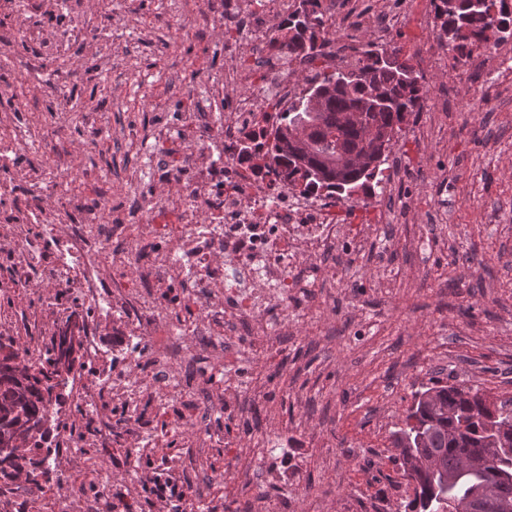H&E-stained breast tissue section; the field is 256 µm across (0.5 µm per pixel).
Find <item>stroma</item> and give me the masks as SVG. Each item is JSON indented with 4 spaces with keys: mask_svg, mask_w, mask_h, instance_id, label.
<instances>
[{
    "mask_svg": "<svg viewBox=\"0 0 512 512\" xmlns=\"http://www.w3.org/2000/svg\"><path fill=\"white\" fill-rule=\"evenodd\" d=\"M124 12L108 0H0V134L29 129L43 140L80 202L108 194L124 204L165 201L160 219L177 220L180 187L140 181V156L129 131L157 139L198 109L186 90L195 73L208 80L209 109L220 112L243 84L225 86L223 45L235 65L251 64V44L227 32L217 0H127ZM344 17L340 40L371 38L380 0H334ZM437 32H395L400 60L420 67L422 83L438 94L448 81V60L421 68V56L437 52ZM419 140L397 134L396 146L415 166L395 185L396 235L383 256L351 257L344 277L319 271L311 318L299 322L288 345L265 370L258 394L265 428L249 429L216 413L213 430H230L235 455L249 451L265 431L285 438L276 449L280 482L297 483L307 495L296 512H399L411 495L393 463L391 433L421 387L459 379L497 397H512V223L498 216L512 210V97L488 78L473 82L448 111L419 117ZM16 185L0 206L2 224H40L65 215L56 193L40 189L25 164L0 171V184ZM435 229L437 244L416 247L422 226ZM30 270L36 290L17 287V261L0 245V343L50 345L69 309L51 278V250ZM123 317L92 309L89 333L104 355L125 339ZM74 388L57 418L74 431L86 424H112L113 402L101 395L96 410L77 411ZM181 416L179 447L159 446L157 455L132 467L125 455L128 426L108 446H84L100 476L65 482L25 483L0 499V512H45L47 502L76 505L77 512H158L156 482L177 486L178 504L201 503L224 512L225 492H238L240 472L220 448L192 444L189 408ZM155 402L142 412L144 432L159 441L161 415Z\"/></svg>",
    "mask_w": 512,
    "mask_h": 512,
    "instance_id": "stroma-1",
    "label": "stroma"
}]
</instances>
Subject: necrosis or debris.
<instances>
[{
    "label": "necrosis or debris",
    "instance_id": "obj_1",
    "mask_svg": "<svg viewBox=\"0 0 512 512\" xmlns=\"http://www.w3.org/2000/svg\"><path fill=\"white\" fill-rule=\"evenodd\" d=\"M381 10V29L390 32L402 25L427 28L432 12L427 0H387ZM262 14L241 12L235 0H224V26L249 37L254 45L252 65L262 76L248 95L230 101L221 115L190 112L183 121L207 128L217 135L219 149L209 169L185 180L176 223L161 224L160 207L139 204L124 208L113 217L108 233H101V215L108 199L77 204L80 222L68 236L58 238V226L47 221L41 226L46 237H57L53 278L59 287L82 290L94 305L110 308L109 287L98 279L101 264L110 263L114 272L111 287H125L129 268L138 266L142 277L134 293L119 311L130 320L122 350L113 352L116 370L98 377L84 391L86 406H94L100 392L112 396L113 404L131 418L133 449H140V408L145 396L157 394L159 406L190 400L174 365L190 361L189 339H201L210 349L224 355V386L242 387L258 381L256 363L277 354L281 338L288 333L290 307L307 298L315 287L312 268L335 267L336 247H359L365 227L345 224L339 213L349 204L319 194L295 192L280 172L263 169L249 179L240 176L242 166L234 147L249 132H260V107L274 101L280 107L297 95L292 80L297 64L282 53L268 49L269 28L287 17L294 0H267ZM448 58V83L441 99L462 98L466 88L481 72L512 71V43L494 39L483 42L477 57L455 47H444ZM212 220L198 221L201 211ZM180 289L201 310L200 318L171 317L162 302L168 289ZM223 289L224 306L214 308L211 295ZM165 335L171 351L165 356L145 358L144 347ZM264 450L251 458L246 489L253 512H294L302 497L301 487L289 486L287 494L274 495L260 489V479L272 473L269 449L279 447L277 434H268Z\"/></svg>",
    "mask_w": 512,
    "mask_h": 512
}]
</instances>
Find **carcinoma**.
<instances>
[{"mask_svg": "<svg viewBox=\"0 0 512 512\" xmlns=\"http://www.w3.org/2000/svg\"><path fill=\"white\" fill-rule=\"evenodd\" d=\"M435 26L439 41L473 53L480 49L481 37L504 38L512 36L509 25L496 22L497 0H435ZM328 30L319 10V0H296L295 8L284 18L269 40L270 48L300 59L310 66L323 58L322 48ZM413 66L402 62L398 50L368 41L362 45V59L355 69L339 70L317 75L306 84L300 96L273 118L262 117L271 123L272 130L263 145L257 146L246 134L236 146L240 160L247 162L246 170L257 173L272 166L280 169L285 180L294 182L293 152L285 146V133L296 122L305 121L317 147L306 156L309 176L304 193L325 191L340 200H349L360 189L367 192L373 184L381 183V165L388 155H382L380 164L372 169L347 168L341 173L326 164L327 157L336 149L327 135L336 133V141L347 153L363 149L364 126L379 129H401L407 117L421 112L423 85ZM335 83L326 94L320 112L312 116L299 109L305 93ZM375 95L378 109L365 112V125L342 121L346 113L362 108L365 100ZM33 351L36 360L25 365L17 363L18 351L10 348L0 357V435H7L15 427L36 429L32 446L18 456L0 457V495L12 492L14 475L20 470L28 476L43 475L51 468V457L69 440L83 441L97 438L98 428L89 426L87 432L65 433L57 423L41 428L52 404L56 363L63 361L74 367V350L66 335L58 333L51 346L41 349L27 345L24 351ZM487 396L481 390L464 383L434 385L418 390L406 417L405 426L393 432L396 447L409 444L407 451L420 457H435L441 462L437 472L402 473L412 484L413 499L406 505L407 512H441L442 501L448 497L465 500L481 486L495 491L497 500L512 501V436L490 439L481 419ZM483 455L490 463L481 469H471L466 460Z\"/></svg>", "mask_w": 512, "mask_h": 512, "instance_id": "cac0c4a2", "label": "carcinoma"}]
</instances>
